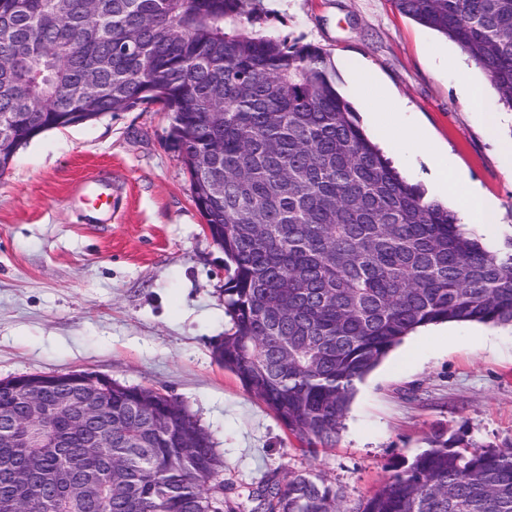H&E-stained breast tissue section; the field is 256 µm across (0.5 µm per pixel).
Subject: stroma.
Instances as JSON below:
<instances>
[{"instance_id": "obj_1", "label": "stroma", "mask_w": 512, "mask_h": 512, "mask_svg": "<svg viewBox=\"0 0 512 512\" xmlns=\"http://www.w3.org/2000/svg\"><path fill=\"white\" fill-rule=\"evenodd\" d=\"M254 29L322 48L346 91L361 61L471 182L501 203L492 245L512 235V173L450 71L457 45L392 0H258ZM171 118L158 106L40 134L0 175V379L85 371L163 390L208 432L224 491L250 512L282 468L323 475L349 498L427 447L431 428L512 441V325L448 323L406 337L365 380L335 447L298 449L280 420L214 359L224 337V252L204 233ZM103 182L112 209L80 201Z\"/></svg>"}]
</instances>
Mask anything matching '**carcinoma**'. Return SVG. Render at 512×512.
<instances>
[{"label": "carcinoma", "instance_id": "carcinoma-1", "mask_svg": "<svg viewBox=\"0 0 512 512\" xmlns=\"http://www.w3.org/2000/svg\"><path fill=\"white\" fill-rule=\"evenodd\" d=\"M0 6V175L45 131L157 105L194 203L224 237L215 346L300 449L334 448L360 383L442 323L512 325V236L491 247L368 138L311 44L246 27L253 0H21ZM456 43L512 111V0H393ZM212 180L224 193L202 190ZM107 448H0V512H237L210 438L176 399L112 382ZM20 402L0 393V410ZM370 495L309 471L269 477L251 512H512V442L432 429ZM39 475L6 485L11 459ZM95 476L96 499L76 497Z\"/></svg>", "mask_w": 512, "mask_h": 512}]
</instances>
